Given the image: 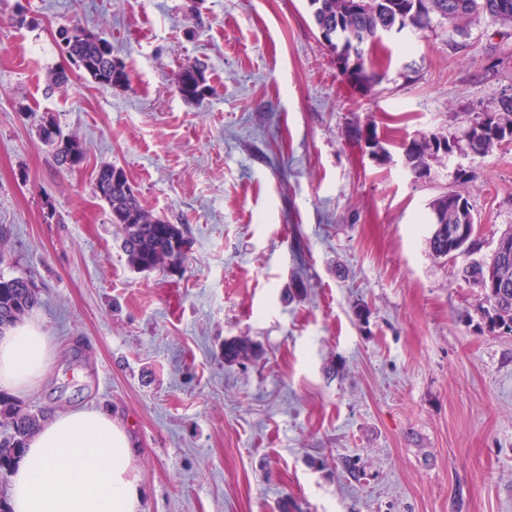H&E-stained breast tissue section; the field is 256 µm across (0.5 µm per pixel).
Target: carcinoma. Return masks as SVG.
I'll list each match as a JSON object with an SVG mask.
<instances>
[{"label": "carcinoma", "mask_w": 512, "mask_h": 512, "mask_svg": "<svg viewBox=\"0 0 512 512\" xmlns=\"http://www.w3.org/2000/svg\"><path fill=\"white\" fill-rule=\"evenodd\" d=\"M310 17L322 45L342 78L360 89L381 83L384 73L366 67L365 55L383 47L379 33L395 27L423 31L435 25H448L451 32L465 35L470 23L487 19L494 24L512 26V0H307ZM64 51L73 64L92 81L106 86H126L129 74L125 65L112 58L108 40L78 24L59 32ZM178 92L193 102L205 97L204 67L193 64L182 69ZM473 126L492 129L512 128V95L503 97L493 112H479ZM43 140L54 150L58 166L73 168L85 157L82 146L62 134L53 120L41 126ZM353 139L366 148H377L376 129L357 127ZM437 136H424L412 142L407 160L411 172L421 175L427 158L434 156L430 142ZM96 190L107 204L112 223L119 225L123 247L130 265L151 271L160 265L179 267L186 255V239L177 224L150 215L132 189L124 170L112 164L99 167ZM432 234L429 247L436 258L451 252H464L474 242L461 238L460 224H472L468 202L452 192L439 196L430 209ZM465 278L482 290L480 328L499 335H512V251L495 265L475 262L465 269ZM38 303L37 293L24 277H0V327L8 328ZM44 415L24 410L11 398L0 394V471H8L25 447L28 438L40 427Z\"/></svg>", "instance_id": "cac0c4a2"}]
</instances>
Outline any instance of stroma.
Returning a JSON list of instances; mask_svg holds the SVG:
<instances>
[{"label":"stroma","mask_w":512,"mask_h":512,"mask_svg":"<svg viewBox=\"0 0 512 512\" xmlns=\"http://www.w3.org/2000/svg\"><path fill=\"white\" fill-rule=\"evenodd\" d=\"M75 23L129 86L67 68L55 32ZM456 40L385 38L386 77L359 93L306 0H0V276L32 281L54 349L18 403L117 418L146 512H512V335L480 330L463 277L512 226V143L477 156L465 140L512 94V27ZM198 60L199 104L177 90ZM46 119L83 144L79 167L57 166ZM424 134L456 149L418 178L402 153ZM107 163L182 225L180 268L131 267L94 188ZM445 192L478 243L438 259Z\"/></svg>","instance_id":"obj_1"}]
</instances>
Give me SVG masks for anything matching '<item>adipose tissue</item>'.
<instances>
[{"mask_svg": "<svg viewBox=\"0 0 512 512\" xmlns=\"http://www.w3.org/2000/svg\"><path fill=\"white\" fill-rule=\"evenodd\" d=\"M53 352L39 319L0 334V390L33 391ZM129 432L98 409L54 415L28 440L12 468L10 512H142L143 490Z\"/></svg>", "mask_w": 512, "mask_h": 512, "instance_id": "adipose-tissue-1", "label": "adipose tissue"}]
</instances>
